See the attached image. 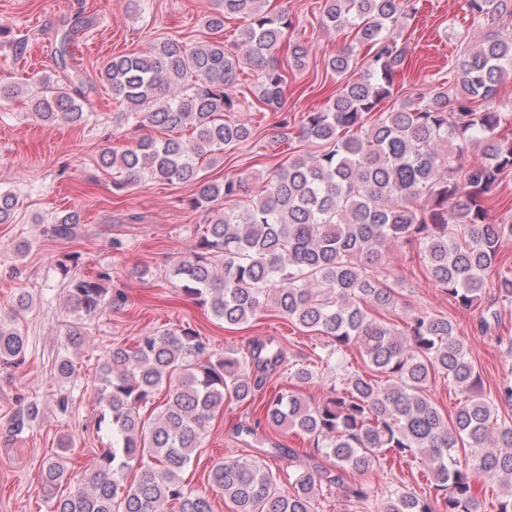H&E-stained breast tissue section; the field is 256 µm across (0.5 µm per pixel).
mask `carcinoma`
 I'll return each mask as SVG.
<instances>
[{
  "label": "carcinoma",
  "mask_w": 512,
  "mask_h": 512,
  "mask_svg": "<svg viewBox=\"0 0 512 512\" xmlns=\"http://www.w3.org/2000/svg\"><path fill=\"white\" fill-rule=\"evenodd\" d=\"M266 0H219L203 22L213 37L187 46L165 40L148 55L121 54L104 61L99 82L124 105L121 117L136 127L191 129V138L157 141L141 137L121 152L105 151L101 165L119 174L121 188L142 178L194 183L191 205L207 212V224L189 254L172 268L184 294L208 304L213 316L238 326L274 308L296 328L324 339L315 365L292 372L299 382L317 376V365L340 368L339 382L318 404L302 394L278 392L261 402L253 435L265 424L305 437L330 464L281 475L247 456L212 465L207 486L188 490L184 470L202 447L217 409L226 401L252 405L260 381L253 370H273L283 361L280 343L255 344L241 358L212 352L194 329H156L131 345H116L95 378L102 405L97 428L112 435L93 471L74 484L66 464L69 448L43 463L45 498L51 512H213L209 492L232 503L233 512H316L320 492L345 489L363 504L381 498L382 512H480L477 481L503 482L508 491L495 512H512V385L493 394L481 378L455 325L426 309L403 327L370 316L399 302L397 284L386 273V251L400 245L417 251L436 287L454 304L470 309L487 288L500 246L512 224L487 221L484 200L499 176L512 171V136L501 133L505 113L495 104L499 85L512 76V0H466L471 17L486 27L481 43L465 45L456 58L460 89L450 99L441 86L401 102L390 112L408 48L396 28L417 12V0H323L322 24L350 28L368 46L360 73L352 72L353 50L340 51L329 67L344 77L326 108L310 112L301 136L320 147L280 164L264 190L245 199L242 181L201 175L206 158L253 137L244 121L229 116L238 106L232 88L245 64L261 72L257 100L270 112L281 108L285 68L282 47L294 66L308 50L288 42L293 22L264 9ZM242 21L239 45L224 46V20ZM84 80L38 79L33 109L47 123L82 121ZM468 153L480 160L461 164ZM233 203L213 209L218 199ZM17 196L0 191V224L11 219ZM76 214L56 220L47 232L74 235ZM67 256L58 264L72 312L83 321L70 327L78 346L90 336L88 321L107 304L111 275L83 276ZM490 286L512 303V277ZM360 351L362 365L347 368L342 354ZM27 359V338L18 318L0 317V367L18 369ZM441 375L462 400L446 418L428 394ZM165 391L148 419L143 410ZM37 406L12 420L17 433L29 427ZM427 465L429 483L419 494L394 486L379 495L368 474L381 461ZM138 465L139 476L126 482ZM66 492H61V488Z\"/></svg>",
  "instance_id": "1"
}]
</instances>
